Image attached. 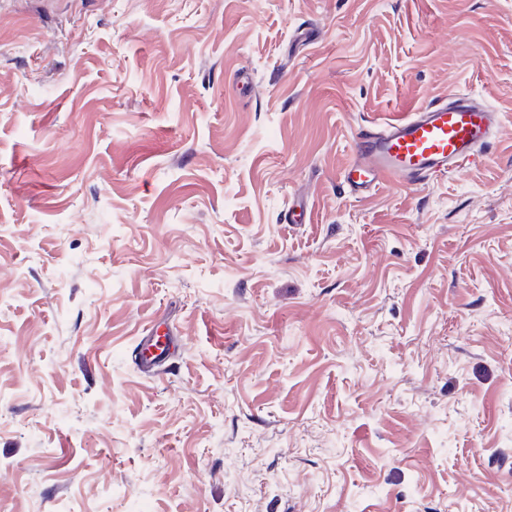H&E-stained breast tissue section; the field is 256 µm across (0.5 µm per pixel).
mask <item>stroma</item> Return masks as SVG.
<instances>
[{
	"instance_id": "1",
	"label": "stroma",
	"mask_w": 512,
	"mask_h": 512,
	"mask_svg": "<svg viewBox=\"0 0 512 512\" xmlns=\"http://www.w3.org/2000/svg\"><path fill=\"white\" fill-rule=\"evenodd\" d=\"M0 512H512V0H0ZM500 123L491 105L454 92L401 118L358 124L341 181L362 196L383 184L411 188L447 176L474 162ZM171 347L170 336L149 331L138 343L135 355L137 366L149 375H158L170 355Z\"/></svg>"
}]
</instances>
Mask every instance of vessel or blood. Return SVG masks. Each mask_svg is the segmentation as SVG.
<instances>
[{
	"label": "vessel or blood",
	"instance_id": "obj_1",
	"mask_svg": "<svg viewBox=\"0 0 512 512\" xmlns=\"http://www.w3.org/2000/svg\"><path fill=\"white\" fill-rule=\"evenodd\" d=\"M500 123V114L491 105L454 92L401 118L358 124L341 180L356 196L383 184L406 188L425 184L474 162ZM171 347L169 336L149 331L138 343L137 366L145 373L159 374Z\"/></svg>",
	"mask_w": 512,
	"mask_h": 512
}]
</instances>
